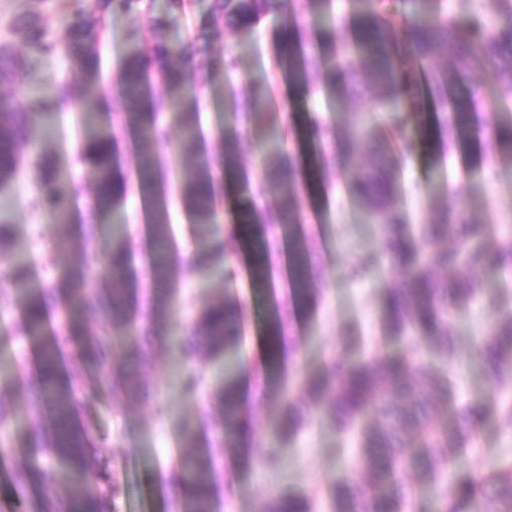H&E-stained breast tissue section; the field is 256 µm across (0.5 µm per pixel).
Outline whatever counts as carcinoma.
I'll list each match as a JSON object with an SVG mask.
<instances>
[{"label":"carcinoma","mask_w":512,"mask_h":512,"mask_svg":"<svg viewBox=\"0 0 512 512\" xmlns=\"http://www.w3.org/2000/svg\"><path fill=\"white\" fill-rule=\"evenodd\" d=\"M277 0H212L208 15L251 32ZM333 0H290L284 27L296 32L288 57L279 67L297 87L308 85L310 73L327 72L328 93L342 104L352 105L365 86L374 92L380 114L359 116L352 128L336 133V152L323 157L317 171L334 167L345 177L347 195L363 212L382 226L385 256L364 255L354 270L360 275L381 266L384 260L401 269L405 277L379 288L380 320L388 337L405 340L409 347L427 346L440 357H456L457 332L453 312L469 304L484 288L479 273L512 265V239L494 240L490 224H476L448 206L429 214L420 233L391 208L396 186L397 142L410 151L403 128L408 115L432 108L449 112L439 122L442 146L456 150L469 137L473 99L462 100L451 87L476 66L493 65L500 100L512 101V0H487L498 21L484 11L468 15L448 13L444 0H414L412 15L398 11L396 0H352L356 32L354 48L360 68L340 64L343 52L333 36L319 46L305 44L302 16L321 18ZM146 10L143 0H93L88 11L71 16L54 37L48 36L38 5L12 23L14 36L29 52L51 55L64 46L79 89L62 84L45 92L34 89L21 103L0 98V187L9 185L17 170V154L31 144L36 128L51 114L75 98L94 103L103 96L99 82L100 61L95 42L114 13L138 16ZM187 10L186 0H166V12L155 19L157 39L136 47L125 58L120 91L108 98L112 114L122 126H100L89 116L90 129L78 160L92 174V211L96 221L81 225V233L108 254V280L96 287L84 264L65 267L55 285L34 280L30 261L13 250L17 227L0 217V290L15 297L21 318L16 335L35 349L36 369L30 378L14 376L27 386L29 409L34 416L25 442L0 448V472L17 493L14 512H110L121 493L118 478L96 467L89 456L94 440L90 426L79 419L84 410L82 394L93 384L96 394L110 402L114 397L138 400L147 392L140 366L155 353L172 346L183 359L224 358V384L214 394L220 415L222 448H198L194 433L186 429L181 456L169 483L180 492L181 512H215L213 484L217 460L230 454L236 465L255 464L254 449L267 448L261 465L274 469L280 450L264 444L240 405L236 359L239 342L240 301L229 293L215 298L178 333H171L168 315L173 307L170 255L171 225L168 203L161 188L158 159L169 141L159 122L163 112L175 114L183 129L182 150L193 155L198 141L194 109L197 94L208 84L224 82L240 66L241 52L210 55L199 44L194 68L197 79L188 86L183 68L175 60L183 45L167 39L165 32ZM449 65L438 68L440 60ZM28 56L13 45H0V84H11L28 73ZM160 79L166 94L156 99L145 91L147 77ZM231 123L222 132L225 171L239 177L240 185L258 192L274 181L285 161L278 114L265 79L252 82L249 94L234 99ZM132 132L137 151L136 179L141 195L151 206L152 251L149 255L151 297L141 307L128 273L133 252L127 225L121 214L123 190L116 188L120 158L119 132ZM256 153L260 166L250 172L235 167L238 158ZM40 201L53 210L60 224L71 220L69 202L81 188L63 182L55 163H38ZM219 183L204 166L181 172L180 203L194 224L196 250L192 267L221 279L228 276L224 241L216 224ZM299 199L285 192L272 208L261 209L254 197L238 209L241 239L253 251L249 267L252 284H272L269 259L277 238L290 237L289 299L274 303L266 323L268 360L260 372L264 394L278 396L277 382L287 349L288 306L298 309L317 304L320 289L309 262L310 240L296 228L300 223ZM455 273L439 278L436 271ZM126 340L138 366H118L112 361L116 342ZM488 377L498 380L512 372V316L501 319L481 346ZM200 375L190 370L180 379L187 397L196 396ZM305 397L288 404L285 425L290 433L302 428L311 413L327 419L345 434L358 423L372 420L362 431L361 448L347 478L334 486V512H512V461L501 462L486 476L459 465L445 480L448 464L460 459L465 442L487 418L489 407L472 402L454 409L455 389L448 377L425 365L413 364L401 353L387 354L373 362L331 359L321 372L305 380ZM51 455L66 465L68 475L50 465H33L28 457L37 452ZM411 471L418 484L443 481L435 498L405 491L402 474ZM259 512H310L304 495L279 494L263 501Z\"/></svg>","instance_id":"1"}]
</instances>
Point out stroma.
<instances>
[{"label": "stroma", "instance_id": "stroma-1", "mask_svg": "<svg viewBox=\"0 0 512 512\" xmlns=\"http://www.w3.org/2000/svg\"><path fill=\"white\" fill-rule=\"evenodd\" d=\"M165 9V0H153L150 11L137 18L116 14L109 20L95 44L100 58V73L106 88H116L131 42L149 44L155 37L156 17ZM278 12H270L245 34L223 26L211 36L215 53L251 43L252 49L243 58L242 67L234 77L236 91L247 95L250 81L258 74L271 75L275 87V106L283 151L290 160H300V137L308 129L323 130L322 148L335 150L333 134L349 125L350 116L343 105L330 99L323 85L322 74H315L305 90H298L286 76L275 73L271 65L276 56L287 49L281 37ZM31 73L27 79L1 87L0 96L24 101L29 84L47 86L72 80L65 54L34 55L30 58ZM466 91L476 94L479 105L471 116V132L466 151H447L439 145L437 121L426 112L411 118L405 127L408 136L419 138L417 150L401 158L397 171V190L392 198L408 223H426L431 209L455 201L458 209L470 220L496 224L502 235L512 234V156L496 141V129L502 113L511 110L499 103L491 69L473 73L466 82ZM230 102L212 89L198 97V123L201 129L200 153L184 154L180 149L181 124L173 115L163 118L171 149L166 156V180L174 182L184 166L202 162L216 164L222 156V136ZM85 137L81 118L76 112H59L53 118L50 138H37L33 152L24 154L20 172L6 191L5 205L11 223L18 226L15 251L32 257L37 278L51 284L58 280L64 265L87 261L92 277H100L108 268L105 255L86 246L82 236L69 233L51 215L36 206L38 195L36 156H44L59 165L63 177L82 186H89L90 174L77 160ZM136 158L130 140L121 143L119 172L126 183L123 216L133 236L134 286L144 289L149 281L145 263L149 242V205L135 188ZM301 201L302 227L312 243V258L322 290L318 305L307 312L289 317V335L298 348L296 356L285 362V381L281 402H273L262 393L258 374L265 361V325L272 298H285L288 288V253L280 251L274 263V294L254 291L249 279V254L237 235L225 236L230 257L231 276L227 282L212 287L199 285L198 273L176 268L173 280L179 293L174 314L184 323L194 317L222 291L234 294L242 303L243 332L239 350L247 367L239 384L243 405L252 425L264 441L277 443L281 466L270 472L255 466L235 470L225 462L221 477L215 483L216 512H257L259 504L277 493L303 494L310 498L314 512H331L330 493L333 486L348 472L359 451V435L340 433L334 425L314 417L295 434L283 433L281 422L285 409L283 400H301V384L305 378L320 372L324 364L343 348V336L353 327L360 334L359 343L351 350L355 359L379 357L399 351L400 343L385 337L379 321L376 292L379 273L353 275L360 256L379 254L384 249V236L378 224L367 220L363 211L347 196L343 178L336 170L324 171L321 181L310 185L298 181L286 187ZM282 185L269 188L263 205H275ZM69 237L68 250L57 249L60 237ZM486 286L468 306L456 311L454 322L459 331L458 355L455 363L442 365L425 349L418 350L416 360L434 368H445L457 387L459 403L512 399V378L498 384L487 377L480 360L479 345L493 326L512 313V271L492 270L486 273ZM20 311L10 296L0 293V362L34 364L35 356L22 339L13 337L12 329ZM184 364L168 351L156 353L144 369L149 396L143 400H113L105 403L91 399L88 419L94 433V448L99 463L118 475L122 492L116 512H164L171 495L168 472L182 452L185 424L198 430L201 442L212 443L218 426L217 416L201 422L215 390L224 382L222 360L200 359L195 364L203 376L202 387L195 399H187L174 388L173 379ZM163 403L167 412L158 415L156 403ZM512 459V427L498 412H491L466 445L463 460L482 473L492 472L500 461Z\"/></svg>", "mask_w": 512, "mask_h": 512}]
</instances>
